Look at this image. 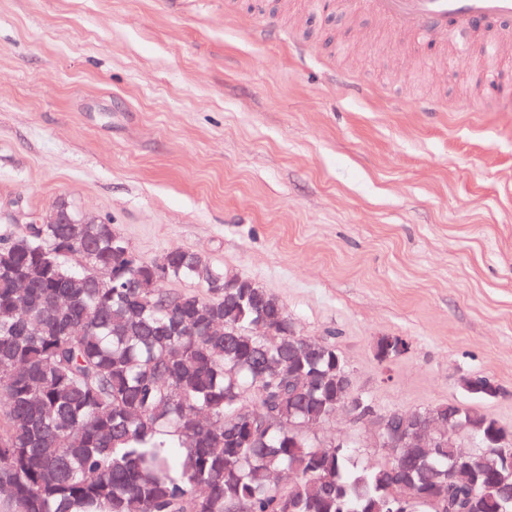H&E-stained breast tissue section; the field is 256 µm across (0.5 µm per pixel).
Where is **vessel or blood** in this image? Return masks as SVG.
Wrapping results in <instances>:
<instances>
[{
    "label": "vessel or blood",
    "instance_id": "b4317fda",
    "mask_svg": "<svg viewBox=\"0 0 512 512\" xmlns=\"http://www.w3.org/2000/svg\"><path fill=\"white\" fill-rule=\"evenodd\" d=\"M369 10L398 33H416L441 46L462 31L479 33L481 40L512 42V0H367ZM502 20V27L484 29L488 19Z\"/></svg>",
    "mask_w": 512,
    "mask_h": 512
}]
</instances>
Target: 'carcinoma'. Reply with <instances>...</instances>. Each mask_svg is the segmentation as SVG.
Segmentation results:
<instances>
[{
	"label": "carcinoma",
	"instance_id": "obj_1",
	"mask_svg": "<svg viewBox=\"0 0 512 512\" xmlns=\"http://www.w3.org/2000/svg\"><path fill=\"white\" fill-rule=\"evenodd\" d=\"M133 255L101 220L0 239V512H404L405 484L430 512L448 441L370 466L289 426L336 415L334 338L288 333L276 298L242 299L243 277L198 252ZM162 278L199 291L136 287ZM454 406L512 456V431ZM473 463L460 503L512 512L498 467Z\"/></svg>",
	"mask_w": 512,
	"mask_h": 512
}]
</instances>
